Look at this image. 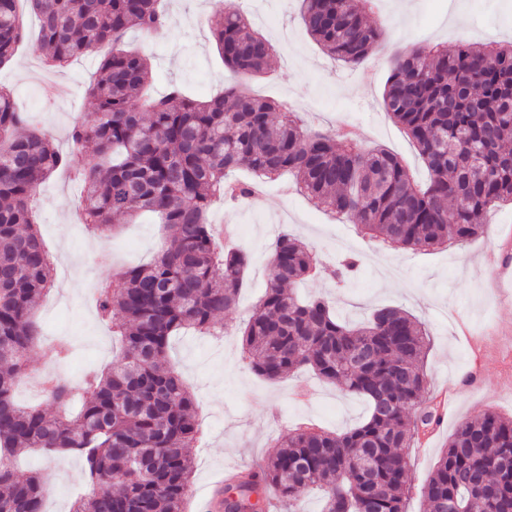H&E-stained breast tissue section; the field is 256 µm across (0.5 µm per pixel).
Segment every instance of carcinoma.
I'll list each match as a JSON object with an SVG mask.
<instances>
[{
  "mask_svg": "<svg viewBox=\"0 0 512 512\" xmlns=\"http://www.w3.org/2000/svg\"><path fill=\"white\" fill-rule=\"evenodd\" d=\"M17 2L0 0V66L24 37ZM27 2L52 64L105 45L111 51L87 90L96 110L74 121L65 152L0 88V512H45L42 475L21 478L15 468L35 449L82 458L84 492L70 512H184L200 429L194 396L168 351L182 332L212 334L243 287L247 255L222 247L207 219L218 191L233 204L251 199L255 184L230 181L229 173L244 168L271 179L292 170L311 199L355 217L365 235L384 243L417 250L472 239L491 208L512 204V44L476 49L461 41L451 53L413 47L395 57L383 105L428 170L421 184L388 150L340 132L312 133L287 105L237 86L205 102L176 84L143 98L150 63L124 38L169 26L161 0ZM300 18L330 57L351 66L386 32L367 22L358 0H301ZM214 39L226 68L266 72L271 45L240 14H222ZM89 150L97 162L79 167ZM58 169L74 173L78 209L100 236L117 230L113 220L131 223L145 212L168 234L156 261L115 272L112 286L94 296L100 322L122 339V355L74 384L49 385L57 412L48 414L15 392L33 351L52 361L68 357L41 342L34 319L54 279L33 202ZM271 265L270 283L240 331L243 360L270 382L310 369L363 399L367 415L343 433L314 424L291 430L259 472L241 473L227 487L239 498L224 499L225 512H247L254 492L262 510L273 494L283 512H298L314 487L323 492L321 512H405L403 449L441 421L421 401L425 325L385 306L352 326L328 302L300 298L295 287L316 273L317 259L286 233L272 246ZM423 497L430 512H512V417L487 412L462 423Z\"/></svg>",
  "mask_w": 512,
  "mask_h": 512,
  "instance_id": "carcinoma-1",
  "label": "carcinoma"
}]
</instances>
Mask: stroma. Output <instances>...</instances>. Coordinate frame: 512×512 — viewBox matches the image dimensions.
Listing matches in <instances>:
<instances>
[{
	"instance_id": "obj_1",
	"label": "stroma",
	"mask_w": 512,
	"mask_h": 512,
	"mask_svg": "<svg viewBox=\"0 0 512 512\" xmlns=\"http://www.w3.org/2000/svg\"><path fill=\"white\" fill-rule=\"evenodd\" d=\"M403 11L398 0H377L368 21L385 20V38L368 53V78L324 53L308 35L300 18V0H167L172 23L153 37L130 32L128 44L146 55L153 72L152 89L181 85L186 94L207 100L225 86L241 82L252 95L289 102L299 109L302 125L312 130L348 128L363 146L382 145L401 158L417 181L427 179L418 151L404 129L383 106L384 84L397 50L436 45L454 50L458 41L477 45L512 36V0H411ZM258 7L264 22L254 30L273 44L264 75L237 78L217 51L213 26L217 11L248 14ZM25 38L13 59L0 66V87L11 90L17 107L40 114L41 128L59 148H66L71 120L94 107L86 87L99 67L101 54L81 57L63 68L43 63L37 45L38 25L23 12ZM297 179L284 175L267 182L260 199L232 208L214 200L208 221L235 228L234 244L246 251L250 264L236 305L224 315L234 335L225 340L192 333L172 338L169 357L194 392L201 438L194 458L192 489L186 512H203L217 477L231 469L259 468L274 441L297 424L312 422L343 432L366 416L365 402L342 394L308 370L277 382L257 377L242 360L236 330L270 281L271 245L286 232L305 241L319 256L322 272L299 292L321 298L346 320L360 321L377 307H402L425 323L431 344L424 363L427 397L442 400L443 422L405 449L411 478L406 512H429L421 493L441 451L458 426L487 412L512 416V205L489 211L485 224L497 236L482 234L446 249L419 251L400 247L378 250L361 234L354 219L334 220L312 207L296 190ZM78 186L66 172L53 173L34 203L41 237L57 256L59 293L47 294L37 309L45 342L68 340L73 356L60 370L77 378L85 366L104 368L119 351L111 330L98 323L83 289L91 281L111 279L114 270L153 260L165 235L154 217L121 225L102 241L103 258L85 266L88 238L75 222ZM500 255L486 264L488 253ZM361 260L359 277L344 288L331 275L341 256ZM82 462L73 454L49 457L32 453L18 463L20 475L42 472L48 482V512H69L80 484Z\"/></svg>"
}]
</instances>
